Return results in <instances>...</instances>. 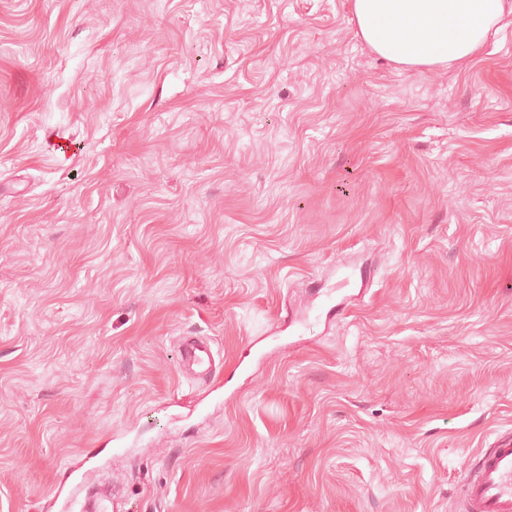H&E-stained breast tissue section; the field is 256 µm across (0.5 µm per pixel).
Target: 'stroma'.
Masks as SVG:
<instances>
[{
	"label": "stroma",
	"instance_id": "obj_1",
	"mask_svg": "<svg viewBox=\"0 0 512 512\" xmlns=\"http://www.w3.org/2000/svg\"><path fill=\"white\" fill-rule=\"evenodd\" d=\"M508 430L512 24L402 71L347 0H0V512H453ZM178 355L180 364L187 372L208 376L215 372L211 346L199 338H183Z\"/></svg>",
	"mask_w": 512,
	"mask_h": 512
}]
</instances>
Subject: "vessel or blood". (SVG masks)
I'll use <instances>...</instances> for the list:
<instances>
[{
	"instance_id": "obj_1",
	"label": "vessel or blood",
	"mask_w": 512,
	"mask_h": 512,
	"mask_svg": "<svg viewBox=\"0 0 512 512\" xmlns=\"http://www.w3.org/2000/svg\"><path fill=\"white\" fill-rule=\"evenodd\" d=\"M185 371L208 376L215 371L211 346L198 338L183 339L178 347ZM456 512H512V433L497 438L467 467Z\"/></svg>"
}]
</instances>
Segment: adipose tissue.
<instances>
[{
  "mask_svg": "<svg viewBox=\"0 0 512 512\" xmlns=\"http://www.w3.org/2000/svg\"><path fill=\"white\" fill-rule=\"evenodd\" d=\"M356 36L405 71L464 68L512 16V0H348Z\"/></svg>",
  "mask_w": 512,
  "mask_h": 512,
  "instance_id": "ef3b65f1",
  "label": "adipose tissue"
}]
</instances>
